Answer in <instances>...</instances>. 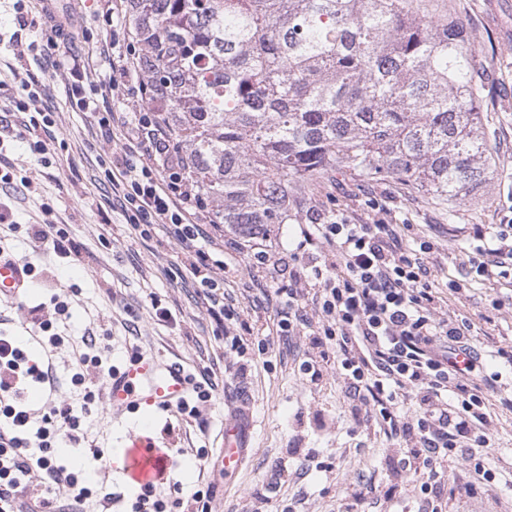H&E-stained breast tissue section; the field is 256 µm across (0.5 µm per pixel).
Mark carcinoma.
Listing matches in <instances>:
<instances>
[{"mask_svg":"<svg viewBox=\"0 0 512 512\" xmlns=\"http://www.w3.org/2000/svg\"><path fill=\"white\" fill-rule=\"evenodd\" d=\"M150 103L214 223L286 224L328 172L450 204L494 174L465 22L411 0H130Z\"/></svg>","mask_w":512,"mask_h":512,"instance_id":"obj_1","label":"carcinoma"}]
</instances>
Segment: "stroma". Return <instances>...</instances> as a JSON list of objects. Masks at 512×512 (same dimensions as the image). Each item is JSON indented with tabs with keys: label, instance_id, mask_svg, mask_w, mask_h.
Listing matches in <instances>:
<instances>
[{
	"label": "stroma",
	"instance_id": "1",
	"mask_svg": "<svg viewBox=\"0 0 512 512\" xmlns=\"http://www.w3.org/2000/svg\"><path fill=\"white\" fill-rule=\"evenodd\" d=\"M414 6L421 13L452 14L466 22L480 110L497 162L493 179L452 205L398 183L349 173L325 174L300 191L318 214L340 212L351 224L378 219L404 224L407 239L433 241L429 278L443 291L441 316L471 319L479 350L512 346V279L474 280L464 252L466 238L448 232L452 223L498 224L512 214V0H414ZM69 7L73 26L60 52L92 58L98 78H109L112 68L104 57L112 46L108 0H70ZM0 37L9 41L0 51V165L15 179L31 182L14 192L17 229L6 232L0 246L33 264L37 273L27 297L0 301V311L11 319L6 332L25 336L29 307L57 295L68 301L71 314L64 335L76 338L97 330L111 346L115 363L139 347L181 363L190 373L213 372L215 396L200 419L165 412L155 422L154 436L174 451L164 486L170 499H187L196 488L208 486V512H284L295 501L301 512H348L358 481L382 487L395 480L397 440L376 422L357 425L355 404L335 370L327 369L319 384L303 383L299 365L315 353L307 331L293 336L276 331L277 291L287 287V278L273 268L254 267L249 247L225 234L224 301L237 316L217 325L206 311L202 287L171 277L170 268L184 256L165 227L155 226L145 237L126 224L104 181L112 165L109 147L122 144L126 131L120 126L101 130L71 104L63 70L40 54L48 35L36 0H0ZM28 75L45 87L46 103L55 112V162L48 168L14 138L17 120L8 103ZM50 215L79 245L80 263L64 264L28 238L27 225ZM452 282L459 292L449 291ZM159 308L169 311L168 319L156 316ZM243 321L268 336L265 352L253 348L241 358L229 350L227 339L238 334ZM239 398L250 402L256 426L243 467L217 481L199 456L212 452ZM488 404L494 444L484 466L493 477L491 488L465 493L467 468L449 464L438 488L443 512H512V412L502 409L496 396H489ZM84 429L88 443L102 451L94 461L100 488L118 496L112 512H131L138 490L114 462L113 451L134 431L133 419L101 401L90 406Z\"/></svg>",
	"mask_w": 512,
	"mask_h": 512
}]
</instances>
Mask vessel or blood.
<instances>
[{
	"label": "vessel or blood",
	"instance_id": "b4317fda",
	"mask_svg": "<svg viewBox=\"0 0 512 512\" xmlns=\"http://www.w3.org/2000/svg\"><path fill=\"white\" fill-rule=\"evenodd\" d=\"M29 273L26 264L0 257V297H24ZM108 402L113 410L141 417L169 411L193 391V382L185 368L152 355L132 354L105 381ZM253 420L243 412L226 419L218 436L214 469L229 476L243 465L249 446ZM127 476L139 485L153 482L157 474L170 466L168 455L160 450L150 427L131 435L124 455Z\"/></svg>",
	"mask_w": 512,
	"mask_h": 512
}]
</instances>
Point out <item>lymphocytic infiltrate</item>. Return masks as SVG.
<instances>
[{
  "label": "lymphocytic infiltrate",
  "instance_id": "1",
  "mask_svg": "<svg viewBox=\"0 0 512 512\" xmlns=\"http://www.w3.org/2000/svg\"><path fill=\"white\" fill-rule=\"evenodd\" d=\"M62 65L72 78L69 95L75 106L95 115L99 127L114 122L126 129L105 174L126 223L135 229L166 225L186 255L176 276L190 274L205 287L208 312L216 323L232 318L229 307L216 303L224 263L212 259L211 247L221 227L213 225L211 234H203V206L169 125L155 114L98 109L102 98L148 97L139 54L126 50L106 80H94L88 58L69 55ZM44 95L43 88L25 82L12 99L25 132H46L53 126L51 111L41 105ZM301 235L297 252L288 256L293 266L289 276L313 283L318 321L310 323L301 292L288 287L277 313L278 330L311 328L320 356L301 363L305 381L318 383L324 366L333 365L354 399L378 408L389 435L408 443L401 451L402 487L414 490L420 512H442L434 489L449 462L467 463L471 479L466 492L489 479L481 461L493 442L487 392L500 394L501 405L512 410V396L500 393L501 372L488 370L486 356L473 343L470 319L438 315L442 299L424 264L431 241L412 245L394 225L350 224L341 215L332 222L305 225ZM469 238L474 279L512 276V219L488 229L475 225ZM319 245L329 248L335 265L319 256H303V249ZM43 310L40 304L29 309L33 339L44 351L40 361L31 360L11 336L0 332V512H89L93 497L108 503L111 494H98L82 470L58 464L53 449L62 437L80 442L82 418L98 398L90 385L115 367L108 345L85 332L74 351L70 376L79 394L33 425L25 394L31 387L57 389L60 377L52 353L66 338L54 331L52 320L69 312L67 302L59 299L53 302V318H46ZM35 470L44 474L38 494L27 490V478Z\"/></svg>",
  "mask_w": 512,
  "mask_h": 512
}]
</instances>
